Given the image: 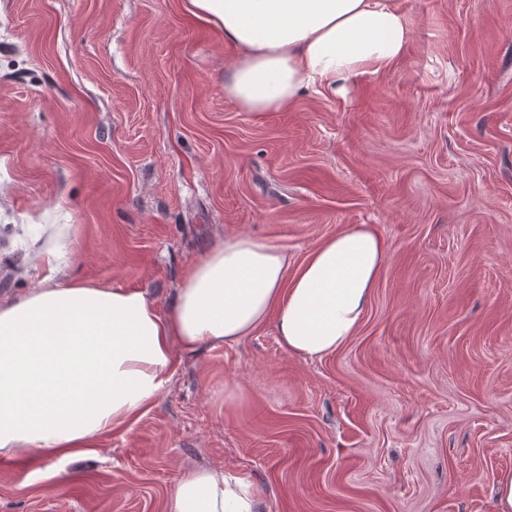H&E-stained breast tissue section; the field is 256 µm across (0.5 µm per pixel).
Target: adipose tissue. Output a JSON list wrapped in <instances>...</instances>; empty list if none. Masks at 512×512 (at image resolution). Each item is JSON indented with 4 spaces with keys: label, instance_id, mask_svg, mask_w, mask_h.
Returning a JSON list of instances; mask_svg holds the SVG:
<instances>
[{
    "label": "adipose tissue",
    "instance_id": "1",
    "mask_svg": "<svg viewBox=\"0 0 512 512\" xmlns=\"http://www.w3.org/2000/svg\"><path fill=\"white\" fill-rule=\"evenodd\" d=\"M188 10L235 49L227 98L259 114L388 72L412 37L396 0H188ZM385 251L358 224L293 268L266 240L234 235L189 265L164 311L144 290L69 278L48 251L38 287L0 300V457L85 456L163 395L177 356L235 343L270 319L288 352H335L360 326ZM258 507L248 476L186 465L165 512Z\"/></svg>",
    "mask_w": 512,
    "mask_h": 512
}]
</instances>
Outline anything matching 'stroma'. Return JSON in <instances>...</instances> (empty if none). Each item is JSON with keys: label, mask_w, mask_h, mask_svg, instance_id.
Returning <instances> with one entry per match:
<instances>
[{"label": "stroma", "mask_w": 512, "mask_h": 512, "mask_svg": "<svg viewBox=\"0 0 512 512\" xmlns=\"http://www.w3.org/2000/svg\"><path fill=\"white\" fill-rule=\"evenodd\" d=\"M387 73L255 115L186 0H0V298L46 250L168 309L225 236L299 265L374 225L361 325L304 359L274 320L178 357L162 397L72 461L0 469V512H165L185 463L249 475L260 512H496L512 472V0H398Z\"/></svg>", "instance_id": "1"}]
</instances>
